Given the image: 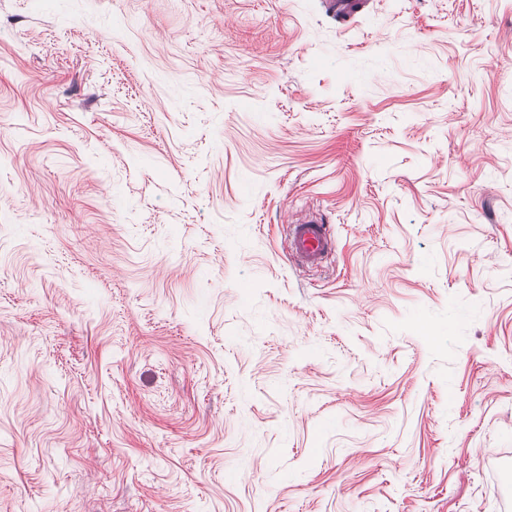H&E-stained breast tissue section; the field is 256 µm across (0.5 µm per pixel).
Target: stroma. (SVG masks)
<instances>
[{"label": "stroma", "mask_w": 512, "mask_h": 512, "mask_svg": "<svg viewBox=\"0 0 512 512\" xmlns=\"http://www.w3.org/2000/svg\"><path fill=\"white\" fill-rule=\"evenodd\" d=\"M0 512H512V0H0ZM369 4L368 0H323L322 5L327 15L340 23H348L360 16ZM288 253L299 267L319 265L334 249L336 239L331 224L321 218L303 215L289 221Z\"/></svg>", "instance_id": "35a3bbf8"}]
</instances>
